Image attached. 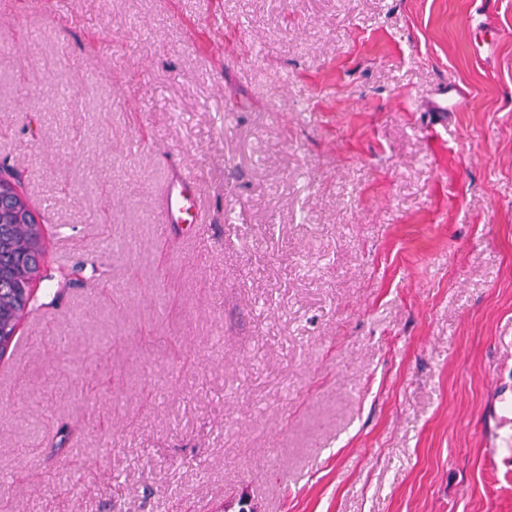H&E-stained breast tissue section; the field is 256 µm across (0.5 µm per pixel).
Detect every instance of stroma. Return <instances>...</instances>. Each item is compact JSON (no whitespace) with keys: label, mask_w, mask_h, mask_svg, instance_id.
<instances>
[{"label":"stroma","mask_w":512,"mask_h":512,"mask_svg":"<svg viewBox=\"0 0 512 512\" xmlns=\"http://www.w3.org/2000/svg\"><path fill=\"white\" fill-rule=\"evenodd\" d=\"M53 2L0 0V512H512V0ZM443 97L432 99L427 104L428 112L435 114L445 120L448 118V112H455L465 97L458 85L448 86V91L442 93ZM196 179L187 175L176 180L167 191L165 206L166 224H203L197 219L198 188ZM191 217V221L189 220ZM18 199L20 216L12 224L15 194L0 187V329L7 331L16 330L30 311L25 289L31 280L40 278L41 268L34 258L44 250L40 224L26 219L31 212L28 200L24 195Z\"/></svg>","instance_id":"1"}]
</instances>
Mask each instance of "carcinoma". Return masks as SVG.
I'll use <instances>...</instances> for the list:
<instances>
[{
  "label": "carcinoma",
  "instance_id": "carcinoma-1",
  "mask_svg": "<svg viewBox=\"0 0 512 512\" xmlns=\"http://www.w3.org/2000/svg\"><path fill=\"white\" fill-rule=\"evenodd\" d=\"M15 224H0V329L18 328L30 311L26 288L40 278L35 256L44 250L41 227L27 222L31 206L21 197Z\"/></svg>",
  "mask_w": 512,
  "mask_h": 512
}]
</instances>
